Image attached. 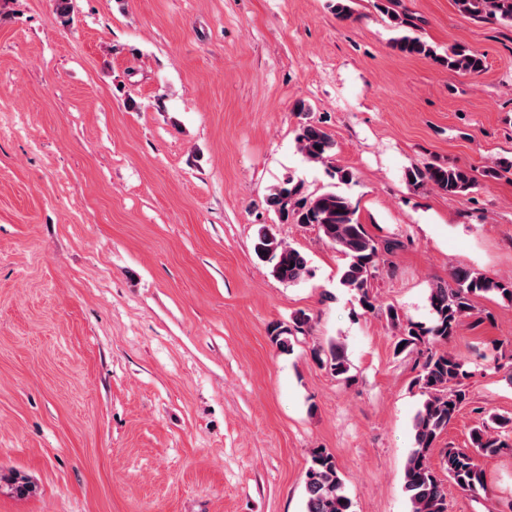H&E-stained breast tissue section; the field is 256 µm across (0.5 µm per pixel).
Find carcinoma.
Listing matches in <instances>:
<instances>
[{
	"instance_id": "cac0c4a2",
	"label": "carcinoma",
	"mask_w": 512,
	"mask_h": 512,
	"mask_svg": "<svg viewBox=\"0 0 512 512\" xmlns=\"http://www.w3.org/2000/svg\"><path fill=\"white\" fill-rule=\"evenodd\" d=\"M459 10L478 20H493L512 25V0H455ZM376 8L390 20L391 27L402 31L392 38L391 47L403 55L431 58L440 65L466 74H478L485 68L482 54L466 47L454 48L444 55L415 33L417 25L401 9V0H375ZM296 140L306 159L330 170L341 184L354 179V173L332 164L336 142L320 124L307 121L297 130ZM512 172V157H501L478 171L473 168L437 163L414 165L407 169L408 185H429L436 191L458 196L479 186V178L497 179ZM268 210L279 224H304L318 229L321 238L340 253L346 263L339 284L354 293L363 313L377 310L371 280L379 271L383 254L391 253L397 244L379 242L356 217V207L349 197L335 190L318 194L308 192L301 181L292 177L274 186L266 198ZM259 260L270 264L277 279L295 283L310 275L308 260L298 249L285 244L273 227L260 225L254 245ZM495 295L512 305V280L490 279L471 269L458 267L450 272V281L431 288L430 325L403 322L398 310L389 306L386 316L397 329L395 350L400 355L417 352L418 374L413 380L424 400L414 418V448L407 458L404 486L411 505L410 512H448L444 482L452 483L463 495L479 499L488 495L481 457L512 452V415L493 414L471 433L468 448L448 446L441 449V470L431 464V456L440 437L457 412L470 403L468 380L472 372L466 363L445 350L460 324L467 318L479 326L483 317L476 312L478 297ZM311 317L303 311L295 313L288 325L277 324L269 330L270 341L282 352H290L299 336L308 334ZM312 358L336 379L349 385L354 381L352 365L344 348L336 343L315 345ZM303 512H350L351 500L346 494L335 457L323 448L312 451L311 465L306 471L303 489Z\"/></svg>"
}]
</instances>
